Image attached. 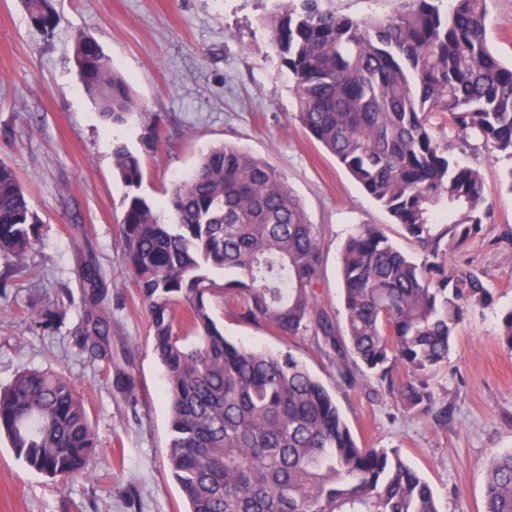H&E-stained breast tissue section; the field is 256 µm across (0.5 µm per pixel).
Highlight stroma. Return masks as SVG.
<instances>
[{
  "mask_svg": "<svg viewBox=\"0 0 512 512\" xmlns=\"http://www.w3.org/2000/svg\"><path fill=\"white\" fill-rule=\"evenodd\" d=\"M58 23L31 24L21 0H0V159L15 169L42 222L25 271L0 257V389L23 368H65L91 412L94 468L83 479L53 481L0 441V512H185L168 462L169 415L149 318L121 261L126 189L112 166L114 141L135 146L138 128H112L84 92L71 59L78 34L95 37L134 94L160 116L161 143L146 157L140 194L153 205L207 148L232 143L269 162L301 198L323 249L321 300L341 315L342 244L355 225L376 224L411 251L399 225L302 130L292 81L274 52L263 17L270 0H53ZM488 42L512 62V0H488ZM438 137L455 157L480 169L494 213L497 245L471 243L467 256L485 271L493 305L473 310L460 328L447 370L435 379L448 402V425L407 417L375 384L358 377L337 386L336 371L311 333L293 339L247 323L215 304L226 337L269 351H291L336 396L358 440L399 448L437 494L442 512H481L484 464L512 449V353L498 321L512 306V161L460 145L447 120ZM84 225L101 266L106 306L131 351L136 402L112 386L101 361L79 346L81 289L67 228ZM52 314L54 332L33 335L28 319Z\"/></svg>",
  "mask_w": 512,
  "mask_h": 512,
  "instance_id": "1",
  "label": "stroma"
}]
</instances>
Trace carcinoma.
I'll return each mask as SVG.
<instances>
[{
  "label": "carcinoma",
  "mask_w": 512,
  "mask_h": 512,
  "mask_svg": "<svg viewBox=\"0 0 512 512\" xmlns=\"http://www.w3.org/2000/svg\"><path fill=\"white\" fill-rule=\"evenodd\" d=\"M354 17L322 0H275L264 18L293 81L295 119L386 210L416 254L374 224L344 242V322L320 303L316 225L284 175L232 144L209 148L172 187L168 218L137 193L159 117L137 99L98 41L78 35L72 59L85 92L114 127L137 119L138 147L118 143L113 171L128 189L122 263L149 316L167 386L168 465L188 512H441L399 449L359 442L332 392L292 353L236 345L211 317L220 298L241 320L285 338L310 332L352 388L376 382L411 418L443 427L435 377L458 328L492 304L484 271L456 256L493 230L482 173L455 159L433 119L464 145L512 160V65L487 39V0H389ZM32 24L57 23L52 0H22ZM41 218L0 160V256L20 264ZM232 278L219 282L215 274ZM80 346L104 361L135 401L131 374L112 371V316L96 259L77 269ZM499 340L512 353V308ZM0 436L51 478L91 471L95 439L85 402L62 369L23 370L0 391ZM482 512H512V451L487 461Z\"/></svg>",
  "instance_id": "cac0c4a2"
}]
</instances>
